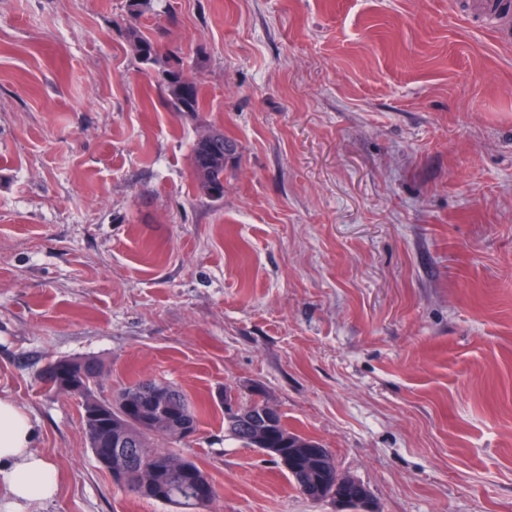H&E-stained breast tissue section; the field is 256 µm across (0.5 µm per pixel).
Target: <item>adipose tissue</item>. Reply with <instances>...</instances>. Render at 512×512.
<instances>
[{
	"instance_id": "ef3b65f1",
	"label": "adipose tissue",
	"mask_w": 512,
	"mask_h": 512,
	"mask_svg": "<svg viewBox=\"0 0 512 512\" xmlns=\"http://www.w3.org/2000/svg\"><path fill=\"white\" fill-rule=\"evenodd\" d=\"M37 436L30 417L0 398V512H32L57 494L56 470L35 450Z\"/></svg>"
}]
</instances>
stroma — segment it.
<instances>
[{"instance_id":"1","label":"stroma","mask_w":512,"mask_h":512,"mask_svg":"<svg viewBox=\"0 0 512 512\" xmlns=\"http://www.w3.org/2000/svg\"><path fill=\"white\" fill-rule=\"evenodd\" d=\"M460 0H152L196 78L170 111L127 0H0V395L40 512H177L96 463L79 398L154 378L202 409L209 512H336L224 437V396L332 451L378 512H512V47ZM223 128L224 195L192 146ZM37 436L30 417L11 399L0 397L1 512H37L32 511L36 505L57 494L54 466L34 450Z\"/></svg>"}]
</instances>
